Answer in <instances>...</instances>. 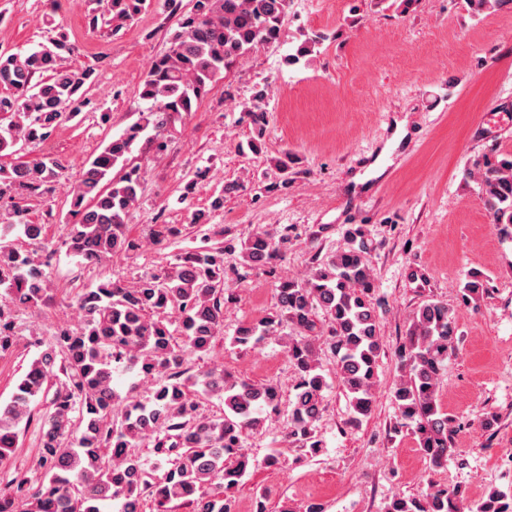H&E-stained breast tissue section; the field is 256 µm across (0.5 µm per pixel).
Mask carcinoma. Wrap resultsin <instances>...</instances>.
Here are the masks:
<instances>
[{"instance_id":"carcinoma-1","label":"carcinoma","mask_w":512,"mask_h":512,"mask_svg":"<svg viewBox=\"0 0 512 512\" xmlns=\"http://www.w3.org/2000/svg\"><path fill=\"white\" fill-rule=\"evenodd\" d=\"M88 24L113 34L131 25L147 0H95ZM169 0L179 12L178 30L167 50L145 73L140 96L146 112L113 138L84 166L69 191L63 245L84 264L128 254L139 244L125 233V218L138 200L142 173L126 167L127 156L142 134L152 131L155 150L166 148L164 131L173 119L197 111L210 85L257 46L280 39L288 0ZM467 11L481 15L512 7V0H464ZM326 39L316 33L290 55L298 63ZM77 46L64 32L27 54H0V156L46 141L62 122L82 111L81 90L92 80L91 68L67 63ZM267 90L258 89L246 109L257 134L266 124ZM479 194L493 228L512 242V153L493 152L475 162ZM65 170L62 161L35 156L0 164V239L15 231L34 244L46 240V225L26 221L20 201L46 199ZM204 214L190 224H162L157 240L184 238L201 226ZM288 230H262L239 241L242 264L266 270L280 256ZM308 278L283 279L275 287L274 311L235 330L232 343L256 345L267 338L284 344L296 382L290 403L288 442L316 454L322 441L316 422L328 381L318 362V347L328 345L336 359V376L350 409V422L360 423L373 407L376 367L382 351L380 325L372 295L373 266L364 243L351 245L325 259L315 258ZM0 286L12 304L38 308L49 299L43 272L29 254L0 243ZM487 292V280L473 272L461 289L468 304ZM83 322L62 327L40 350L19 379L9 400L0 404V461L14 452L20 425L30 423L34 406L49 403L41 419L36 486L25 480L0 488V512H141L151 499L152 512H234L228 491L248 475L250 458L244 433L260 425L263 415L279 409L278 386L237 379L217 369L194 370L191 357L208 352L224 331V241L206 248H188L175 263L126 284L108 279L78 295ZM291 324L299 336L281 335ZM455 330L448 305L434 299L413 311L398 348L402 375L394 387L400 427L417 436L419 448L435 467L448 461L452 419L442 410L438 387L444 362L453 350ZM15 344L11 308L0 305V353ZM136 370L155 378L145 400L121 396L114 374ZM224 401V413L209 417L200 411V397ZM154 440L158 451L175 452L161 476L146 467L138 448ZM386 512H461L457 490L437 488L422 497L396 495ZM477 512H512V489L494 490Z\"/></svg>"}]
</instances>
